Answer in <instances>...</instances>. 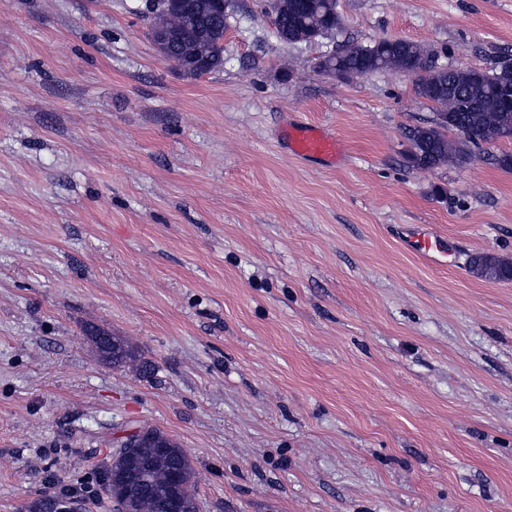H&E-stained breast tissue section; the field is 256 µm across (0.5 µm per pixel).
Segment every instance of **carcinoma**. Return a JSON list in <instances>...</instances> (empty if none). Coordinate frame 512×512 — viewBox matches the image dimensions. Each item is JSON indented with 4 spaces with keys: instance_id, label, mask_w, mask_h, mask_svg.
<instances>
[{
    "instance_id": "carcinoma-1",
    "label": "carcinoma",
    "mask_w": 512,
    "mask_h": 512,
    "mask_svg": "<svg viewBox=\"0 0 512 512\" xmlns=\"http://www.w3.org/2000/svg\"><path fill=\"white\" fill-rule=\"evenodd\" d=\"M271 23L276 37L287 44L317 41L342 25L337 0H280ZM177 0H157L147 13L150 28H163L175 36L171 56L185 61L196 56L197 44L210 43L202 74L220 70L224 65V12L213 7L215 0H199L193 15L174 8ZM434 71L428 78L414 81L415 93L429 102L433 116L424 125L406 132L412 143L413 166L434 170L467 155L471 148L482 147L495 132L512 135V61L504 59L490 68L470 71L454 67L438 68L417 43L404 39L382 38L370 45L342 44L325 57L324 68L340 77L360 76L383 70ZM454 133L457 144L448 139ZM471 273L488 281L512 280V262L492 256H476ZM119 357L109 358L114 366L148 364L137 362L134 349L123 339ZM131 459L147 465L144 489L140 491L138 512H166L172 471L180 470L189 485H194V469L184 449L157 431L148 441L137 443L129 452L114 453L111 461Z\"/></svg>"
}]
</instances>
